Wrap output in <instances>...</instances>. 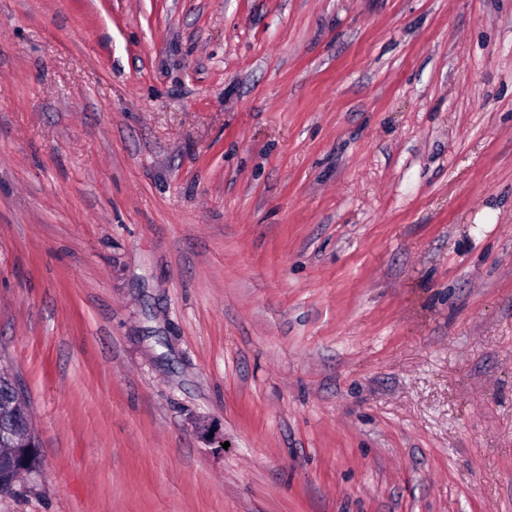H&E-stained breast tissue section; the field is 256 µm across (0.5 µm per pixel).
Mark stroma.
<instances>
[{"label":"stroma","instance_id":"stroma-1","mask_svg":"<svg viewBox=\"0 0 512 512\" xmlns=\"http://www.w3.org/2000/svg\"><path fill=\"white\" fill-rule=\"evenodd\" d=\"M1 367L0 512H512V0H0ZM26 434L27 444L14 448L10 456L0 458V495L15 493V485L22 476H16L19 467L29 471H40V458L34 440V429L30 420L29 400L17 379L0 376V448L10 441L7 434ZM3 437V439H2Z\"/></svg>","mask_w":512,"mask_h":512}]
</instances>
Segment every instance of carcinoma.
<instances>
[{
    "instance_id": "1",
    "label": "carcinoma",
    "mask_w": 512,
    "mask_h": 512,
    "mask_svg": "<svg viewBox=\"0 0 512 512\" xmlns=\"http://www.w3.org/2000/svg\"><path fill=\"white\" fill-rule=\"evenodd\" d=\"M20 432L28 442L13 449L11 455L0 458V495L15 493L16 470H40V458L30 420L29 400L16 379L0 376V448L10 441L7 434Z\"/></svg>"
}]
</instances>
